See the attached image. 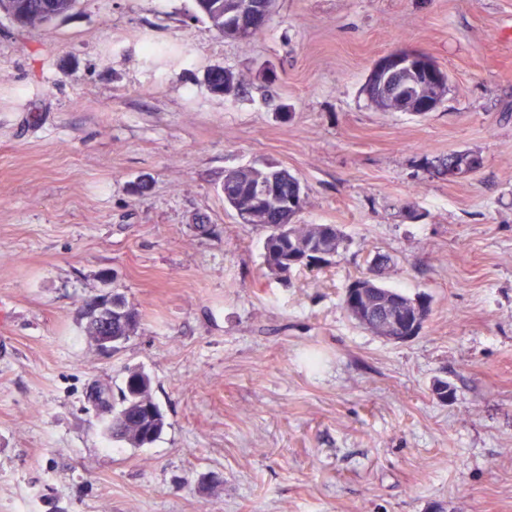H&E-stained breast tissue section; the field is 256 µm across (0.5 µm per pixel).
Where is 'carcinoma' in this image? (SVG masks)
<instances>
[{
    "mask_svg": "<svg viewBox=\"0 0 512 512\" xmlns=\"http://www.w3.org/2000/svg\"><path fill=\"white\" fill-rule=\"evenodd\" d=\"M78 0H0V6L11 15V20L21 29L34 30L52 24L56 19L71 12ZM199 12L208 19L219 33L230 22L224 20V0H196ZM205 82L210 91L217 95H235L239 91L236 78L224 80L221 73L208 71ZM275 180L278 195L263 202V218L249 213L255 207L249 195L250 187L259 181ZM295 199L304 207L305 191L300 180L287 170L276 166L264 168H240L224 174V202L241 215L248 224H255L267 230L263 242L264 258L269 270L286 274L292 265L308 266L321 262L324 256H334L344 247L343 232L334 224H299L296 237L278 235L276 230L293 222L296 213L288 211L285 205ZM393 260L383 254L376 255L371 262L370 279L377 284L378 293L363 301L365 306H375L387 301L396 303L412 302L414 298L387 287L383 283L385 271L391 268ZM100 304L112 316V352L117 353L140 325V313L124 294L114 292L101 299L86 303V309ZM167 426L166 415L155 401L149 376L141 370L129 373L125 389L121 394L119 407L112 408V427L109 436L113 441L134 448L155 442Z\"/></svg>",
    "mask_w": 512,
    "mask_h": 512,
    "instance_id": "1",
    "label": "carcinoma"
}]
</instances>
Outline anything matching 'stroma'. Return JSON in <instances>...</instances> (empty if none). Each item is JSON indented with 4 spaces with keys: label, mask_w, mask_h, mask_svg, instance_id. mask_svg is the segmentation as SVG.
Masks as SVG:
<instances>
[{
    "label": "stroma",
    "mask_w": 512,
    "mask_h": 512,
    "mask_svg": "<svg viewBox=\"0 0 512 512\" xmlns=\"http://www.w3.org/2000/svg\"><path fill=\"white\" fill-rule=\"evenodd\" d=\"M402 45L451 76L422 118L364 92ZM455 151L482 165L451 182ZM267 165L339 255L267 269L222 192ZM380 253L430 303L404 342L342 307ZM115 289L141 320L112 354L83 310ZM133 370L168 422L142 448L90 398ZM0 512H512V0H276L246 42L194 0L0 13ZM9 17L20 29L34 30L52 24L71 12L78 0H0ZM42 5V8L38 6ZM215 69V68H214ZM208 71L205 82L207 87H209L210 91L217 95H236L239 91L238 81L235 78V75L230 71L231 78L227 83H224V68H216L223 71V74L217 72L215 75L213 70Z\"/></svg>",
    "instance_id": "35a3bbf8"
}]
</instances>
